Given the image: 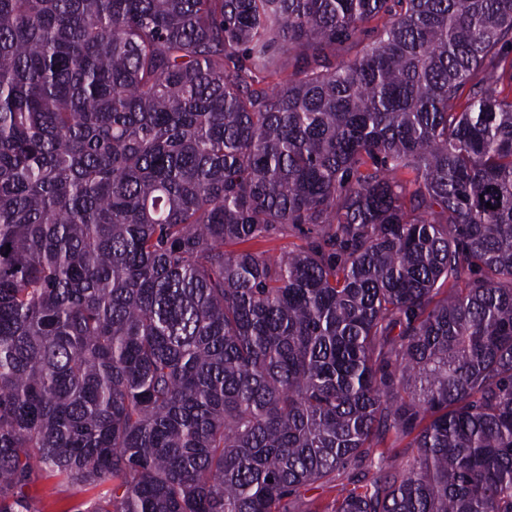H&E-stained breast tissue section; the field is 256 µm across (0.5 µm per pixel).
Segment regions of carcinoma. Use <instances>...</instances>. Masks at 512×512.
Returning <instances> with one entry per match:
<instances>
[{
	"label": "carcinoma",
	"mask_w": 512,
	"mask_h": 512,
	"mask_svg": "<svg viewBox=\"0 0 512 512\" xmlns=\"http://www.w3.org/2000/svg\"><path fill=\"white\" fill-rule=\"evenodd\" d=\"M507 47L512 0H0V512H512ZM304 244L299 235H290L284 237L267 238L260 241H254L246 244L250 249L257 253L278 254L280 252L295 250ZM106 487L100 486L74 495L58 477L47 476L29 489V496L42 512H73L77 504L94 499Z\"/></svg>",
	"instance_id": "1"
}]
</instances>
